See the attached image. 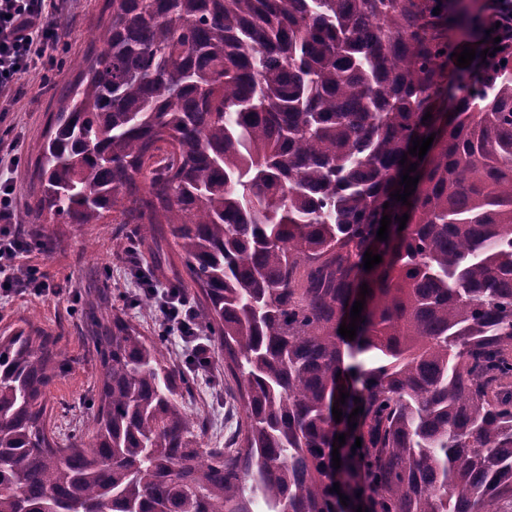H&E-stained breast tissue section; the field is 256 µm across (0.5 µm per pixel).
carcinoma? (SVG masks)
Listing matches in <instances>:
<instances>
[{
  "instance_id": "cac0c4a2",
  "label": "carcinoma",
  "mask_w": 512,
  "mask_h": 512,
  "mask_svg": "<svg viewBox=\"0 0 512 512\" xmlns=\"http://www.w3.org/2000/svg\"><path fill=\"white\" fill-rule=\"evenodd\" d=\"M106 5L103 49L50 117L35 211L138 224L142 244L171 225L246 422L202 447L185 372L115 314L93 337L91 442L61 444L53 339L0 334V512H512V44L458 69L455 95L451 31L481 20L465 0Z\"/></svg>"
}]
</instances>
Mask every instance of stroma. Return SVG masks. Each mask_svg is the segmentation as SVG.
I'll use <instances>...</instances> for the list:
<instances>
[{"instance_id": "1", "label": "stroma", "mask_w": 512, "mask_h": 512, "mask_svg": "<svg viewBox=\"0 0 512 512\" xmlns=\"http://www.w3.org/2000/svg\"><path fill=\"white\" fill-rule=\"evenodd\" d=\"M103 4L65 0L56 18L60 41L48 50L45 68L19 81L14 101L0 102V181L13 184L15 222L35 238L32 249L17 258L15 272L37 267L51 287L43 296L0 293V332L25 329L55 338L60 369L48 392L49 428L61 442L87 438L92 430L100 365L91 337L111 325L117 313L141 335L155 339L156 302L144 292V282L154 279L156 287L164 289L186 275L168 225H156L152 243L133 258L127 252L130 225L50 224L30 211L39 189L33 164L45 140L47 115L57 111L64 90L79 73L73 60L100 48L107 24ZM13 156L18 159L14 165L9 162ZM158 252L171 261L162 274L156 270ZM95 295L100 298L96 320L80 318L83 300ZM211 357L210 366L197 368L183 402L197 423L202 447L222 448L244 424L245 413L234 380L224 374L219 346H212Z\"/></svg>"}]
</instances>
